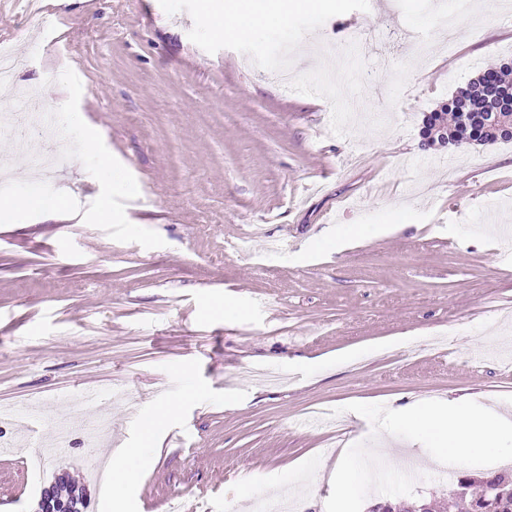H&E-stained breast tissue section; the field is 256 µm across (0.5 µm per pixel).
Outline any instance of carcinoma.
Here are the masks:
<instances>
[{"label":"carcinoma","instance_id":"cac0c4a2","mask_svg":"<svg viewBox=\"0 0 512 512\" xmlns=\"http://www.w3.org/2000/svg\"><path fill=\"white\" fill-rule=\"evenodd\" d=\"M503 89L512 90V64L499 69H489L469 81L440 109L430 113L425 120L423 136L450 146L464 143L480 145L512 140V111L499 112V104L487 98L489 80ZM452 118H447V115ZM512 468L487 473L466 474L457 485L468 488L465 499L451 497V503L439 501V512H512Z\"/></svg>","mask_w":512,"mask_h":512}]
</instances>
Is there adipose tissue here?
<instances>
[{"instance_id": "adipose-tissue-1", "label": "adipose tissue", "mask_w": 512, "mask_h": 512, "mask_svg": "<svg viewBox=\"0 0 512 512\" xmlns=\"http://www.w3.org/2000/svg\"><path fill=\"white\" fill-rule=\"evenodd\" d=\"M323 0H220L211 8L214 35L249 34L269 20L285 21L295 12L323 7ZM397 426L435 444L441 456L464 466L478 458L512 455L505 447L503 426L493 406L467 399L450 408L415 402L400 408Z\"/></svg>"}]
</instances>
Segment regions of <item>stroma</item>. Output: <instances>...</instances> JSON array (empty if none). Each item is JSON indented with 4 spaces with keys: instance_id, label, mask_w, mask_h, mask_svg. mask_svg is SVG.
Returning <instances> with one entry per match:
<instances>
[{
    "instance_id": "35a3bbf8",
    "label": "stroma",
    "mask_w": 512,
    "mask_h": 512,
    "mask_svg": "<svg viewBox=\"0 0 512 512\" xmlns=\"http://www.w3.org/2000/svg\"><path fill=\"white\" fill-rule=\"evenodd\" d=\"M47 2L60 19L44 33L0 0V42L24 61L9 95L45 89L69 149L97 150L45 181L0 138V195L29 202L0 220V403L48 445L87 401L112 441L73 424L59 465L34 474L35 448L5 426L23 456L0 460V512H36L61 467L86 512H113L90 472L143 448L167 402L182 440L144 448L123 512L178 498L243 512L245 485L271 512H336L342 448L360 482L347 512L449 496L448 462H423L377 414L471 395L512 416V365L479 358L512 352V250L487 220L512 225V141L420 137L425 115L512 62V0H471L451 48L437 29L456 0H332L224 39L203 0ZM357 29L374 36L353 47ZM297 468L313 475L299 497L266 495ZM179 411L178 403H169L166 404L160 411V413L156 416L150 417L148 421L145 422L144 432H145V444H149L151 442H155L158 437V432L160 430L161 425L164 422H169L173 419Z\"/></svg>"
}]
</instances>
